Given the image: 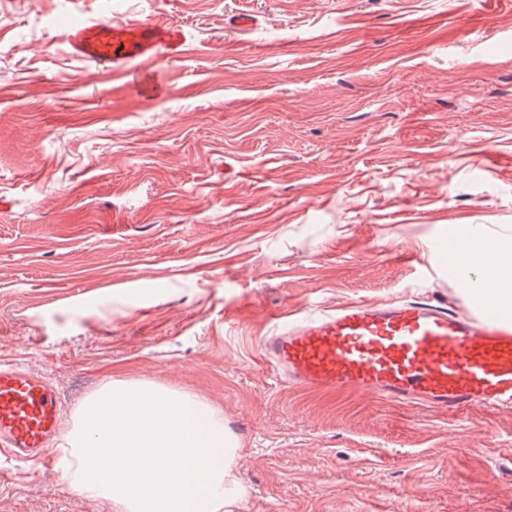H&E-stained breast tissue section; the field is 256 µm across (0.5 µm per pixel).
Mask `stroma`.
Returning <instances> with one entry per match:
<instances>
[{"label": "stroma", "mask_w": 512, "mask_h": 512, "mask_svg": "<svg viewBox=\"0 0 512 512\" xmlns=\"http://www.w3.org/2000/svg\"><path fill=\"white\" fill-rule=\"evenodd\" d=\"M180 32L101 77L0 0V359L75 418L112 380L214 406L237 512H512V409L279 382L283 310L433 297L463 224L512 225L505 0H112ZM0 512H110L0 455Z\"/></svg>", "instance_id": "1"}]
</instances>
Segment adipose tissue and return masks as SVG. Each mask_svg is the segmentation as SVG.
<instances>
[{
    "label": "adipose tissue",
    "mask_w": 512,
    "mask_h": 512,
    "mask_svg": "<svg viewBox=\"0 0 512 512\" xmlns=\"http://www.w3.org/2000/svg\"><path fill=\"white\" fill-rule=\"evenodd\" d=\"M448 259L469 296L512 321V226L496 234L470 224L450 247Z\"/></svg>",
    "instance_id": "adipose-tissue-1"
}]
</instances>
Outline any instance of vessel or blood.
<instances>
[{
    "label": "vessel or blood",
    "mask_w": 512,
    "mask_h": 512,
    "mask_svg": "<svg viewBox=\"0 0 512 512\" xmlns=\"http://www.w3.org/2000/svg\"><path fill=\"white\" fill-rule=\"evenodd\" d=\"M59 39L88 67L153 58L170 39L162 25H109L76 13ZM261 352L284 382L324 394L370 393L442 411L512 405V323L490 310L458 313L430 299L351 303L331 313L282 320ZM64 406L50 379L0 362V450L46 463Z\"/></svg>",
    "instance_id": "vessel-or-blood-1"
}]
</instances>
